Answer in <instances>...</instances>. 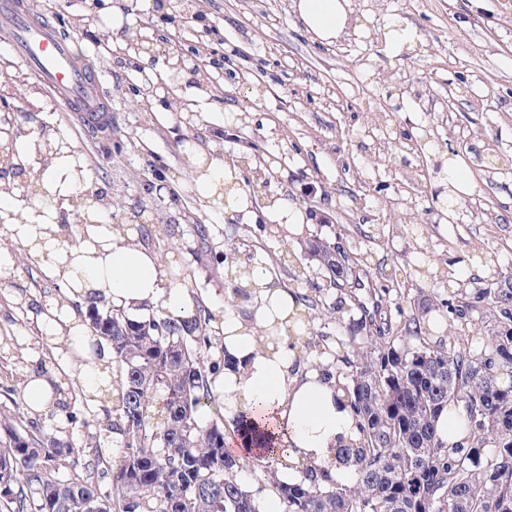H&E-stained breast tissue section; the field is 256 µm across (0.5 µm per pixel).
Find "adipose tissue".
I'll list each match as a JSON object with an SVG mask.
<instances>
[{
  "label": "adipose tissue",
  "mask_w": 512,
  "mask_h": 512,
  "mask_svg": "<svg viewBox=\"0 0 512 512\" xmlns=\"http://www.w3.org/2000/svg\"><path fill=\"white\" fill-rule=\"evenodd\" d=\"M351 0H293L297 19L311 36L330 44L346 34ZM40 178L48 193L37 208L55 214L60 197L74 192L85 172L75 169L72 158L53 160ZM0 217L12 240L35 251L48 273L61 284L78 285L81 294H94L113 308L129 313L145 305L161 304L170 314L188 311L186 292L166 280L156 255L138 248L130 235L112 233L96 225L94 243L63 250L59 227L35 221L23 202L0 193ZM254 289L246 301L247 315L224 314V369L214 388L224 403L228 424L226 442L237 455L260 459L257 442L247 438L250 423L275 424L288 448V467L278 469V480L296 483L305 469L324 470L344 483L353 476L354 457L346 450L356 440L352 408L337 380H326L314 366L297 365L298 349L280 345L269 350L261 344V331L271 314L291 323L295 299L284 288L272 286L263 263L253 268Z\"/></svg>",
  "instance_id": "obj_1"
}]
</instances>
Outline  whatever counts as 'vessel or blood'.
Returning a JSON list of instances; mask_svg holds the SVG:
<instances>
[{"mask_svg":"<svg viewBox=\"0 0 512 512\" xmlns=\"http://www.w3.org/2000/svg\"><path fill=\"white\" fill-rule=\"evenodd\" d=\"M32 0H0V41L66 103L80 125L102 112L96 76L72 55L66 38L35 20Z\"/></svg>","mask_w":512,"mask_h":512,"instance_id":"vessel-or-blood-1","label":"vessel or blood"}]
</instances>
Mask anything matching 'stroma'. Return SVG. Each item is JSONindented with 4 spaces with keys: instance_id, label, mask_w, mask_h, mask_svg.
<instances>
[{
    "instance_id": "1",
    "label": "stroma",
    "mask_w": 512,
    "mask_h": 512,
    "mask_svg": "<svg viewBox=\"0 0 512 512\" xmlns=\"http://www.w3.org/2000/svg\"><path fill=\"white\" fill-rule=\"evenodd\" d=\"M48 20L70 41L83 67L101 77L99 93L120 143L89 142L54 95L13 51L0 45V74L19 81L22 125L66 132L92 178L132 204L150 196L156 213L184 214L182 231L163 255L168 268H191L190 287L214 309L224 307L223 270L196 260L193 222L208 225L215 245L229 228L247 230L274 280L296 288L305 274L322 282L303 253L309 238L334 243L355 258L359 290L330 289V297L392 283L390 303L409 312L426 295L448 297L436 279L451 268L470 283L477 257L512 270V0H351L348 35L325 45L292 13L291 0H194L202 21L161 22L184 52L205 47L225 64L215 111L193 127L179 124L162 96L149 107L129 91L131 73L111 51L115 23L148 19L151 0H39ZM218 20L215 35L205 21ZM401 20L416 44L401 55L386 50V26ZM220 162L238 160L254 144L267 181L242 212L211 211L192 181L187 141ZM468 163L482 180L480 195L447 209L438 190L448 159ZM288 197L305 213L302 236L266 239L259 230L266 202ZM27 273L0 276V334L21 336L29 375L63 356L11 307Z\"/></svg>"
}]
</instances>
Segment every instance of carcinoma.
<instances>
[{
    "mask_svg": "<svg viewBox=\"0 0 512 512\" xmlns=\"http://www.w3.org/2000/svg\"><path fill=\"white\" fill-rule=\"evenodd\" d=\"M32 162L11 154L0 167V190L14 192L11 180ZM109 227L124 232L146 211L142 202L124 211L113 200ZM126 215H121V212ZM82 209L59 212L69 229L66 239H82ZM75 217L70 224L68 217ZM199 249L224 268L229 285L224 308L236 309L247 299L251 264L237 256L247 247L231 234L227 248L213 249L209 231L196 225ZM176 225L159 220L139 225L133 243L163 250L172 244ZM28 274L39 268L31 251L0 237ZM308 257L321 266L333 288L352 276L350 257L334 244L308 242ZM294 293L310 323L301 343L303 357L324 350L332 360L322 375L342 380L345 399L355 414L357 469L342 484L323 474L308 482L281 483L275 478L286 457L273 424L251 427L263 439L266 460L256 465L232 454L224 439V416L213 390L214 376L224 368L220 321L209 305L192 297L185 317L162 308L139 314L104 306L88 296L74 301L93 353L105 346L112 387L100 399H111L97 414L98 433L76 444L71 434L77 419L69 393L43 414L18 409L25 387L4 390L0 402V512H257L255 492L276 494L284 512H512V274L495 269L486 286L460 293V300L437 303L429 297L394 321L383 311V298L372 300L364 316L351 312L344 297L330 301L313 280ZM461 321L481 315L486 342L471 345L470 328L461 340L432 334L426 316L435 306ZM462 407L461 435L454 443L439 437L437 420L449 404ZM64 413L65 426L42 422ZM213 417L204 421V413ZM111 441V454L101 441ZM261 472L257 491L240 479ZM108 485L110 492L101 493Z\"/></svg>",
    "mask_w": 512,
    "mask_h": 512,
    "instance_id": "1",
    "label": "carcinoma"
}]
</instances>
